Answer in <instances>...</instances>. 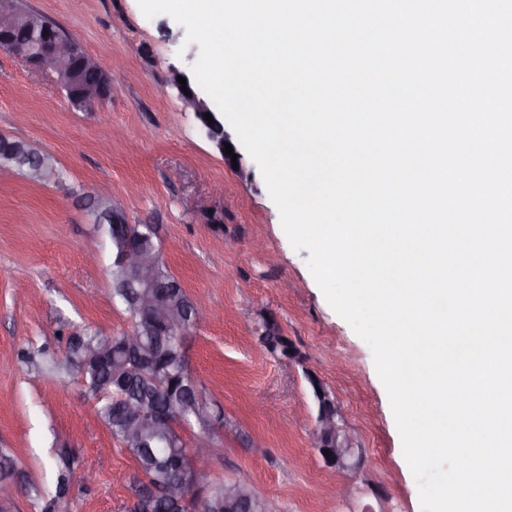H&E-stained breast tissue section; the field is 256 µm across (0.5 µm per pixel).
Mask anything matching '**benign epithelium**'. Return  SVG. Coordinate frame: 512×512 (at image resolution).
<instances>
[{"mask_svg": "<svg viewBox=\"0 0 512 512\" xmlns=\"http://www.w3.org/2000/svg\"><path fill=\"white\" fill-rule=\"evenodd\" d=\"M25 25L37 38L30 44L18 45L11 42L9 33L17 27ZM0 45L9 52L24 59L34 69H48L57 78L58 84L66 92L67 97L76 106L82 108L90 101H96L111 93V84L107 74H102L101 84L93 89L83 86L79 65L96 66L98 62L83 49L79 37L58 26H40L24 18L15 8L14 0H0ZM179 70L172 71L171 85L180 90L179 97L185 107L193 110L201 130L206 138L218 149L224 157V162L232 163L231 157L225 153V144L232 143L224 130V122L219 115L211 111L201 99L191 82H186L188 93L181 92L178 76ZM211 114L213 124H208L205 114ZM98 210L95 218L105 217L115 224L125 223V211L122 205L113 200L104 191L95 192ZM129 284L140 289L135 304L136 313L140 316L146 331L162 336L180 324L181 317L163 298V288H174L178 280L161 281L156 274V256L144 252L140 245H129L121 256ZM125 412L135 416L144 415L161 427H172L174 423L168 412L152 408L142 412L136 408L125 407ZM341 411L323 415L318 429L321 434L330 438L331 445L327 450L331 455L320 454L325 466L338 476L346 490L351 492L356 478L363 465V457L354 448L352 438L340 424ZM189 464L187 477L183 481L171 484L165 488L153 491L147 496L133 497V512H153L155 502L163 499L178 512H193L192 504L195 499L194 491L199 476L206 468L210 459V445L206 440H200L195 448L187 455ZM245 483L230 482L224 486V512H253L250 501L243 492Z\"/></svg>", "mask_w": 512, "mask_h": 512, "instance_id": "benign-epithelium-1", "label": "benign epithelium"}]
</instances>
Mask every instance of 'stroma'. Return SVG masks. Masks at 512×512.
Here are the masks:
<instances>
[{
  "instance_id": "35a3bbf8",
  "label": "stroma",
  "mask_w": 512,
  "mask_h": 512,
  "mask_svg": "<svg viewBox=\"0 0 512 512\" xmlns=\"http://www.w3.org/2000/svg\"><path fill=\"white\" fill-rule=\"evenodd\" d=\"M80 34L114 85L93 111L76 109L48 70L0 49V135L51 154L38 182L0 167V480L12 512H40L70 464L82 476L66 512H129L135 463L98 416L79 375L28 366L39 350L64 359L68 336L131 326L112 301L110 252L85 198L108 188L131 224H152L163 260L208 314L185 338L188 371L223 414L196 489L241 480L281 512H421L418 484L370 347L328 304L308 250H295L249 154L225 164L171 86L200 47L138 0H19ZM275 320L295 356L258 336ZM332 392L364 457L356 493L342 497L314 447L310 378Z\"/></svg>"
}]
</instances>
